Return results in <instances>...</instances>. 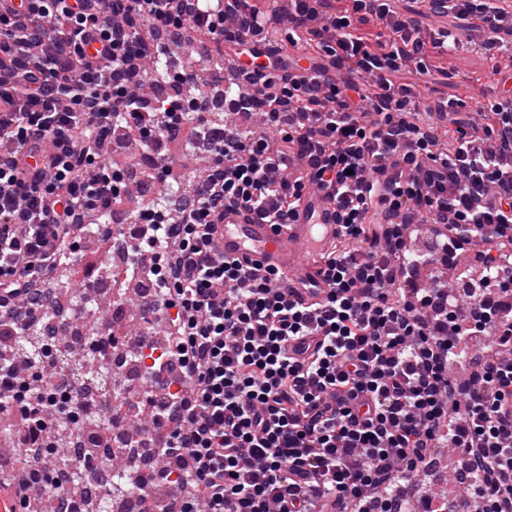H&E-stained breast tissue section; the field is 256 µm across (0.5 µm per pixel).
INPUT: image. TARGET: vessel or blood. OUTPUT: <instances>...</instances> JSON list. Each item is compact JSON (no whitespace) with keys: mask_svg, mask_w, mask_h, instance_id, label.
<instances>
[{"mask_svg":"<svg viewBox=\"0 0 512 512\" xmlns=\"http://www.w3.org/2000/svg\"><path fill=\"white\" fill-rule=\"evenodd\" d=\"M337 229L334 207L317 199L302 207L296 223L280 229L225 213L217 243L225 260L246 257L261 266L276 267L288 287L303 289L321 285L315 258L335 240Z\"/></svg>","mask_w":512,"mask_h":512,"instance_id":"vessel-or-blood-1","label":"vessel or blood"}]
</instances>
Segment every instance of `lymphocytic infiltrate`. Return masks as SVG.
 <instances>
[{
  "instance_id": "f902f5d3",
  "label": "lymphocytic infiltrate",
  "mask_w": 512,
  "mask_h": 512,
  "mask_svg": "<svg viewBox=\"0 0 512 512\" xmlns=\"http://www.w3.org/2000/svg\"><path fill=\"white\" fill-rule=\"evenodd\" d=\"M0 0V335L26 330L56 300L42 283L73 254L93 217L114 213L130 190L126 170L105 168L107 145L145 146L150 183L168 193L124 218L143 227L139 272L158 278L138 317L165 321L164 352L149 368L180 370L179 390H151L158 465L136 489L178 475L184 494L165 512H437L408 490L437 448L459 458L456 484L468 512H512V302L495 290L512 267V88L489 110L450 120L454 103L418 104L405 69L428 71L415 12L393 0H288L287 12L255 0ZM431 11L479 17L495 70L512 80V12L492 0H429ZM383 26L368 39L354 17ZM316 43L308 66L284 54L280 26ZM223 67L184 68L171 47ZM223 93L219 121L202 104ZM277 140L256 133L254 118ZM185 155L207 166L182 192L170 158L187 126ZM45 142L41 168L22 169L31 135ZM336 209V241L320 253L318 299L290 298L279 272L225 261L216 217L246 212L289 224L305 197ZM441 224L442 253L477 247L469 298L442 286L407 288L434 255L410 251V229ZM68 364L21 359L0 346V413L29 445L13 505L45 490L39 449L62 448L51 386Z\"/></svg>"
}]
</instances>
